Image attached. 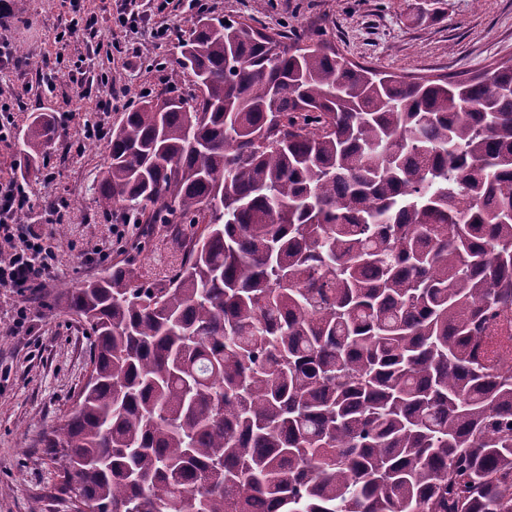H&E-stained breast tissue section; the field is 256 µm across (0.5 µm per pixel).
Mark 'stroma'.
<instances>
[{"instance_id": "obj_1", "label": "stroma", "mask_w": 512, "mask_h": 512, "mask_svg": "<svg viewBox=\"0 0 512 512\" xmlns=\"http://www.w3.org/2000/svg\"><path fill=\"white\" fill-rule=\"evenodd\" d=\"M14 16L0 22V43L13 50L0 59V99L13 105V129L0 142V181L28 185L25 223L34 225L57 254L55 278L29 301L30 331H7L15 297L0 296V512H67L57 487L62 461L49 454L42 436L71 412L90 369V336L83 320L46 308L60 293L100 277L108 265L81 261V253L108 235L98 208L95 176L107 160L105 143L85 140L86 121L116 127L144 94L184 89L189 72L177 64L179 41L193 14L154 0H12ZM94 20L96 37L62 39L73 12ZM211 16L247 19L263 26L327 31L356 63H370L413 78L479 73L512 56V0H212ZM138 16L136 31L120 16ZM165 25L171 38L155 43ZM36 58L38 67L28 64ZM165 64L164 73L152 70ZM111 100L108 114L97 107ZM50 112L56 133L49 165L35 170L19 160L25 118ZM65 203L69 223L60 236L52 208Z\"/></svg>"}]
</instances>
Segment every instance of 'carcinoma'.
Instances as JSON below:
<instances>
[{"label": "carcinoma", "mask_w": 512, "mask_h": 512, "mask_svg": "<svg viewBox=\"0 0 512 512\" xmlns=\"http://www.w3.org/2000/svg\"><path fill=\"white\" fill-rule=\"evenodd\" d=\"M124 113L96 203L186 225L67 290L94 382L46 438L93 512H512V57L461 79L321 29L199 18ZM53 132L32 112L27 167Z\"/></svg>", "instance_id": "1"}]
</instances>
